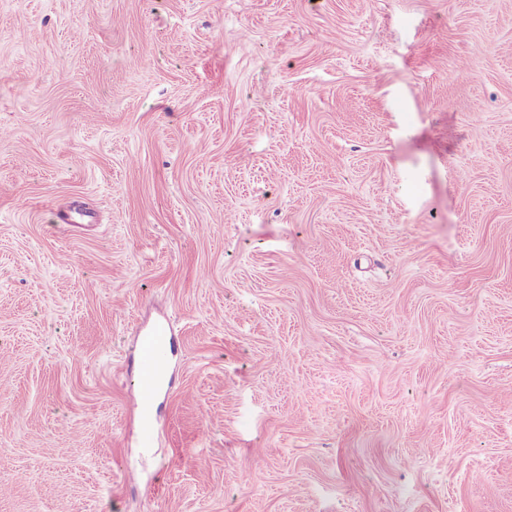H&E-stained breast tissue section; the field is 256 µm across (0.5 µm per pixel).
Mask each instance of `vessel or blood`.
<instances>
[{
  "mask_svg": "<svg viewBox=\"0 0 512 512\" xmlns=\"http://www.w3.org/2000/svg\"><path fill=\"white\" fill-rule=\"evenodd\" d=\"M168 331L158 328L146 336L141 347V370L139 376L140 390L135 403L142 420V445H151L154 429L150 412L157 394L159 377L167 370Z\"/></svg>",
  "mask_w": 512,
  "mask_h": 512,
  "instance_id": "b4317fda",
  "label": "vessel or blood"
}]
</instances>
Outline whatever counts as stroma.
Segmentation results:
<instances>
[{"mask_svg":"<svg viewBox=\"0 0 512 512\" xmlns=\"http://www.w3.org/2000/svg\"><path fill=\"white\" fill-rule=\"evenodd\" d=\"M0 512H512V0H0ZM167 344L168 331L163 327L146 336L142 342L140 390L137 394L135 409L141 415V443L144 447L151 445L153 441L154 429L150 412L157 394L159 377L167 370Z\"/></svg>","mask_w":512,"mask_h":512,"instance_id":"obj_1","label":"stroma"}]
</instances>
